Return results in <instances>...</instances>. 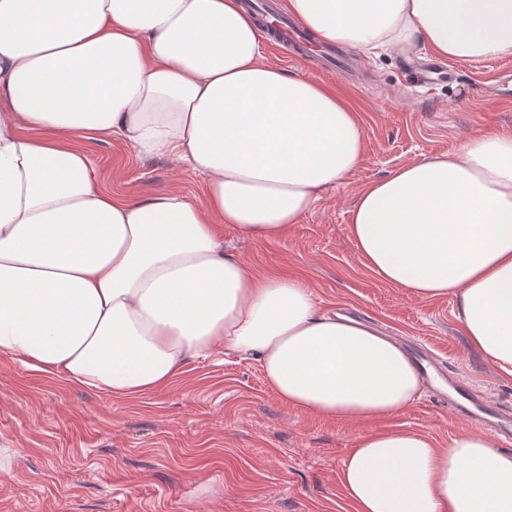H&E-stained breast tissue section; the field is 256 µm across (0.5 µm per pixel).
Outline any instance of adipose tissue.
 <instances>
[{
	"label": "adipose tissue",
	"mask_w": 512,
	"mask_h": 512,
	"mask_svg": "<svg viewBox=\"0 0 512 512\" xmlns=\"http://www.w3.org/2000/svg\"><path fill=\"white\" fill-rule=\"evenodd\" d=\"M325 45L456 63L512 54V0H282ZM170 154L195 199L100 183L85 138ZM351 104L267 63L244 0H0V358L123 399L189 358L255 357L277 398L366 422L421 391L409 353L321 312L300 279L258 276L218 228L281 236L359 167ZM365 266L422 299L453 298L469 347L512 380V136L479 134L359 193ZM354 512H512V452L480 430L440 445L359 436L339 474Z\"/></svg>",
	"instance_id": "1"
}]
</instances>
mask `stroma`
I'll return each mask as SVG.
<instances>
[{
  "label": "stroma",
  "instance_id": "stroma-1",
  "mask_svg": "<svg viewBox=\"0 0 512 512\" xmlns=\"http://www.w3.org/2000/svg\"><path fill=\"white\" fill-rule=\"evenodd\" d=\"M264 59L289 74L334 86L355 108L364 154L350 177L280 238L256 242L224 229L225 253L258 275L303 280L322 310H358L386 336H410L411 357L432 351L449 375L512 416V381L466 342L454 299L425 300L376 278L346 226L359 190L400 166L456 150L485 132L512 135V55L452 64V76L419 84L431 54L377 58L351 49V74L310 60ZM100 181L149 198L177 188L199 194L202 178L166 155L137 161L121 139H84ZM430 390L402 415L367 423L295 410L266 384L259 362L232 351L189 358L167 388L132 399L70 385L0 359V512H353L338 476L357 437L402 428L438 443L473 428Z\"/></svg>",
  "mask_w": 512,
  "mask_h": 512
}]
</instances>
